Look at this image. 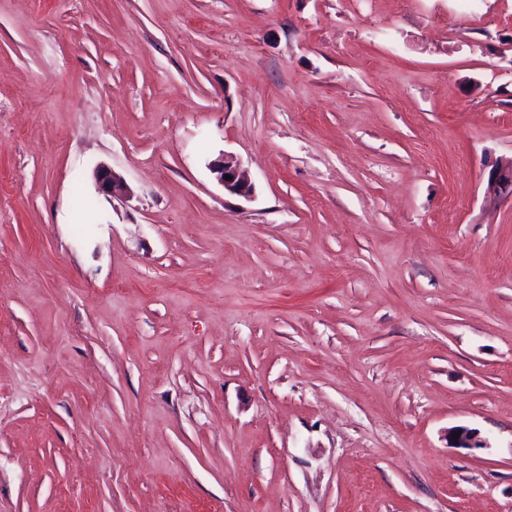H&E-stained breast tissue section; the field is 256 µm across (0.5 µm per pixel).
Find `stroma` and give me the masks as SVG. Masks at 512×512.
I'll list each match as a JSON object with an SVG mask.
<instances>
[{
    "label": "stroma",
    "instance_id": "35a3bbf8",
    "mask_svg": "<svg viewBox=\"0 0 512 512\" xmlns=\"http://www.w3.org/2000/svg\"><path fill=\"white\" fill-rule=\"evenodd\" d=\"M509 160L512 0H0V512H512ZM210 170L224 186V190L245 200L253 197L254 186L241 170L239 162L233 155L224 153L223 158L211 165ZM225 175H229L230 179H225ZM98 192L107 198L123 196L127 193V185L108 166L100 165L94 172Z\"/></svg>",
    "mask_w": 512,
    "mask_h": 512
}]
</instances>
